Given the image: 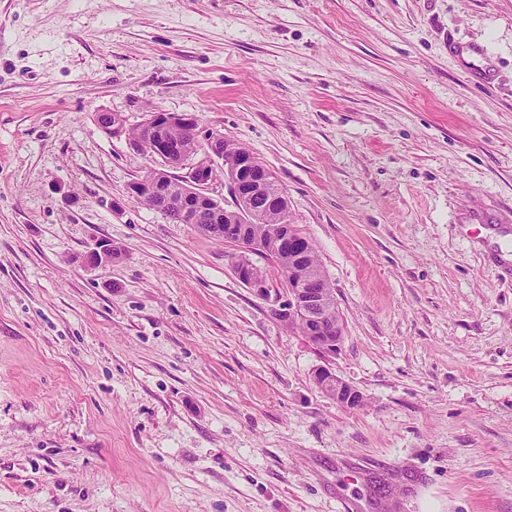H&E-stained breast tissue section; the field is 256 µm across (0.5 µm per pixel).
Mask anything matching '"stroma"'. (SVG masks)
Returning <instances> with one entry per match:
<instances>
[{
	"label": "stroma",
	"mask_w": 512,
	"mask_h": 512,
	"mask_svg": "<svg viewBox=\"0 0 512 512\" xmlns=\"http://www.w3.org/2000/svg\"><path fill=\"white\" fill-rule=\"evenodd\" d=\"M155 110L285 189L336 353L127 196ZM508 249L512 0H0V512H512ZM115 247L109 241H97L81 257L88 267H99L112 263V249ZM313 377L317 387L338 403L348 407H355L360 403L361 396L359 392L330 368L326 366L318 367L314 371Z\"/></svg>",
	"instance_id": "1"
}]
</instances>
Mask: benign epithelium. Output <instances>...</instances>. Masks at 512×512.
I'll use <instances>...</instances> for the list:
<instances>
[{"label":"benign epithelium","instance_id":"benign-epithelium-1","mask_svg":"<svg viewBox=\"0 0 512 512\" xmlns=\"http://www.w3.org/2000/svg\"><path fill=\"white\" fill-rule=\"evenodd\" d=\"M97 122L105 133L115 136L124 132V120L111 112L97 114ZM178 126L193 136H198V123L190 114H171L154 111L138 127L135 144L150 147V156L161 160L154 178L148 182L137 179L126 189L127 196L137 203L164 213L183 224H193L199 215L206 213L215 223H224V233L234 238L240 251L234 272L240 282L255 295L267 299L270 284L266 279L251 275L252 265L246 258L249 252H264L270 248L288 253L296 264L309 258L310 241L298 234L291 224H274L268 241L253 240L248 235V225L264 212H277L289 217L288 195L272 185L269 170L251 155L227 153L219 147L220 134L205 138L202 156L193 159L181 152L168 138L169 129ZM224 169V186L233 199V206L224 207L221 200L211 193L216 181V169ZM180 170L178 179L172 171ZM114 246L108 241H97L81 257L88 267L112 263ZM286 302L272 309L273 314L290 323L304 325L306 336L319 349L334 352L343 341L344 325L330 317L336 301L330 282L322 277L299 283L288 282L284 288ZM317 387L338 403L355 407L360 403L359 392L336 375L330 368L321 366L314 371Z\"/></svg>","mask_w":512,"mask_h":512}]
</instances>
